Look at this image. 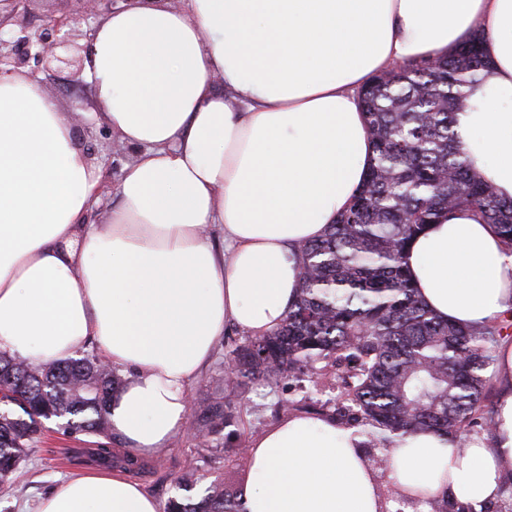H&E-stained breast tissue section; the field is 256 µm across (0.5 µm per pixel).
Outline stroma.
<instances>
[{"mask_svg": "<svg viewBox=\"0 0 512 512\" xmlns=\"http://www.w3.org/2000/svg\"><path fill=\"white\" fill-rule=\"evenodd\" d=\"M242 339L236 329H228L216 347L211 364L191 386L189 396L200 403L217 388V379L224 366V356ZM231 399L241 405L242 418L238 432L254 438L269 427L294 416L298 407L324 402L326 396L309 381L283 380L276 384L254 381L232 393ZM99 437L86 433L68 434L57 420H42L30 454L22 465L23 477L19 484H0V512H38L41 498L63 479L85 470L96 468L91 450L97 447ZM236 443L227 439L223 449L206 450L201 447L190 429L173 440L169 448L146 461L141 468L131 471V478L159 502L182 495L180 485L186 472H194L197 482L192 495H201L206 485L215 478L225 482L242 483L246 476L227 461Z\"/></svg>", "mask_w": 512, "mask_h": 512, "instance_id": "35a3bbf8", "label": "stroma"}]
</instances>
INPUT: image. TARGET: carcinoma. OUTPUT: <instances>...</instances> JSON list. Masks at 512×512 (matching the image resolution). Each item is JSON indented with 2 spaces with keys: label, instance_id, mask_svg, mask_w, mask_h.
I'll return each instance as SVG.
<instances>
[{
  "label": "carcinoma",
  "instance_id": "1",
  "mask_svg": "<svg viewBox=\"0 0 512 512\" xmlns=\"http://www.w3.org/2000/svg\"><path fill=\"white\" fill-rule=\"evenodd\" d=\"M490 75L473 37L445 58L395 64L361 88L372 136L368 176L338 222L297 249L300 288L283 322L236 345L220 373L232 390L307 373L316 387L341 385L339 399L313 414L368 427L366 447L381 449L383 472L396 436L431 430L459 437L491 425L484 371L498 337L512 334V320L479 329L441 321L418 299L405 261L410 240L456 210L480 213L512 247V199L475 177L455 133L456 113L469 106L467 88ZM122 384L116 369L89 353L52 364L0 354V390L25 414L0 413V483L15 482L39 418L62 420L66 433L104 437L94 457L107 467H139L112 448L107 404ZM195 414L209 447L222 448L221 433L241 417V406L217 393ZM164 512L248 509L242 491L216 479L199 498L169 499Z\"/></svg>",
  "mask_w": 512,
  "mask_h": 512
}]
</instances>
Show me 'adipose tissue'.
Instances as JSON below:
<instances>
[{"label": "adipose tissue", "mask_w": 512, "mask_h": 512, "mask_svg": "<svg viewBox=\"0 0 512 512\" xmlns=\"http://www.w3.org/2000/svg\"><path fill=\"white\" fill-rule=\"evenodd\" d=\"M478 35L491 75L455 130L471 170L512 198V0H122L94 24L85 117L134 152L111 194L41 82L0 76V351L39 363L95 344L125 383L108 404L123 451L148 460L182 431L189 389L227 328H277L297 248L348 209L371 164L358 92L393 64ZM115 204H108V197ZM107 206L105 226L90 213ZM221 237L215 246L213 237ZM419 300L479 328L512 314V248L475 212L407 250ZM492 435L396 438L405 512H478L512 464V339L501 340ZM356 429L288 418L250 443L249 512H395ZM40 512H162L126 473L61 482Z\"/></svg>", "instance_id": "1"}]
</instances>
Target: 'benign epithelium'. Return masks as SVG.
I'll use <instances>...</instances> for the list:
<instances>
[{"mask_svg": "<svg viewBox=\"0 0 512 512\" xmlns=\"http://www.w3.org/2000/svg\"><path fill=\"white\" fill-rule=\"evenodd\" d=\"M36 0H6L7 14L0 17V74L26 71L36 77L39 71L69 70L71 82L84 86L82 53L89 39L90 23L112 11L121 0H74L77 8L60 10L45 24L34 26L30 4ZM89 105L82 98L71 109L78 144L98 153L93 142L98 136L80 116Z\"/></svg>", "mask_w": 512, "mask_h": 512, "instance_id": "obj_1", "label": "benign epithelium"}]
</instances>
